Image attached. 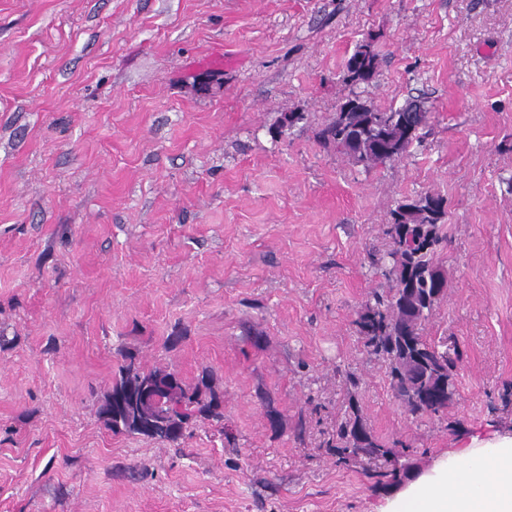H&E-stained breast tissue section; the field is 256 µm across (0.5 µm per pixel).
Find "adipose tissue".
<instances>
[{
	"mask_svg": "<svg viewBox=\"0 0 512 512\" xmlns=\"http://www.w3.org/2000/svg\"><path fill=\"white\" fill-rule=\"evenodd\" d=\"M389 512H512V435H472L432 476L408 485Z\"/></svg>",
	"mask_w": 512,
	"mask_h": 512,
	"instance_id": "obj_1",
	"label": "adipose tissue"
}]
</instances>
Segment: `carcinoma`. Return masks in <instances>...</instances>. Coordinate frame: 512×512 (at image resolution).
<instances>
[{"label":"carcinoma","mask_w":512,"mask_h":512,"mask_svg":"<svg viewBox=\"0 0 512 512\" xmlns=\"http://www.w3.org/2000/svg\"><path fill=\"white\" fill-rule=\"evenodd\" d=\"M358 102L359 112H345L338 108L328 124L319 132L326 144L346 155L355 164L373 169L405 157L413 144L420 139L419 131L428 122V112H403L399 108L378 107L358 96L348 97L345 102ZM448 215L444 197L425 193L406 197L397 202L390 212L387 226L388 250L385 256L384 275L393 281L389 294H374V303L356 320L358 332L368 352L381 356L387 363L390 386L406 410L415 416H440L448 411L452 399L437 400L426 394L427 384L440 381L453 374L458 349L453 352L439 351L421 335V326L440 300L438 289L445 288L443 274L434 261L436 248L443 237L442 226ZM418 352L436 360L427 380L410 387L411 379L400 363L404 355ZM175 377L176 385L186 401L196 405L197 416L211 420L224 418V400L209 386L208 371H202L194 384H187L175 371L146 370L132 355L124 357V363L113 377L112 390L120 391L139 380L160 375ZM136 408H131L121 426L108 419L104 425L114 434L136 436L140 431L135 425ZM358 413L342 422L336 431V446L332 451L336 463L345 464L350 458L361 455L388 467L384 476L397 480L394 464L377 455L384 445L375 438L359 443L355 433ZM184 432L173 433L160 429L151 434L155 441L173 448L180 447Z\"/></svg>","instance_id":"carcinoma-1"}]
</instances>
